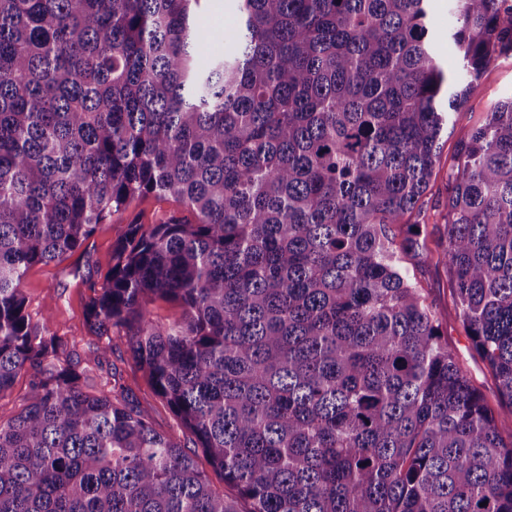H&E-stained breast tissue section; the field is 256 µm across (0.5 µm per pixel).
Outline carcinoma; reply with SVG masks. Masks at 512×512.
Instances as JSON below:
<instances>
[{
	"label": "carcinoma",
	"instance_id": "1",
	"mask_svg": "<svg viewBox=\"0 0 512 512\" xmlns=\"http://www.w3.org/2000/svg\"><path fill=\"white\" fill-rule=\"evenodd\" d=\"M200 0H0V512H238L120 385L92 390L26 271L136 198L87 304L246 512H512V433L402 260L436 261L512 413V96L448 175L445 237L420 210L451 114L512 52V0H237L232 50ZM179 306L170 324L149 305ZM29 373L22 372L10 391L0 396V421L7 422L19 410L23 395L27 391Z\"/></svg>",
	"mask_w": 512,
	"mask_h": 512
}]
</instances>
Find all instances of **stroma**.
<instances>
[{
  "label": "stroma",
  "mask_w": 512,
  "mask_h": 512,
  "mask_svg": "<svg viewBox=\"0 0 512 512\" xmlns=\"http://www.w3.org/2000/svg\"><path fill=\"white\" fill-rule=\"evenodd\" d=\"M512 95V56L501 58L483 75L468 102L453 114L441 140L439 160L419 215L430 224L432 239L444 231V205L448 196V167L471 129L485 116L490 104ZM189 218L183 203L172 196L147 195L134 199L127 209L113 213L99 225L96 233L76 253L61 263L32 267L21 288L27 311L33 321L49 322L50 332L78 356L90 383L95 386L122 384L130 388L140 406L147 409L156 429L174 438L186 450H193L194 438L182 427L170 407L159 397L132 358L126 336L112 331L104 336L92 334L85 321V305L91 284L102 283L112 265V248L125 234L128 224H157L169 217ZM418 288L435 304L440 326L463 366L484 394L489 406L499 410L500 397L485 364L472 350L457 309L451 299L446 269L430 262L413 269Z\"/></svg>",
  "instance_id": "1"
}]
</instances>
